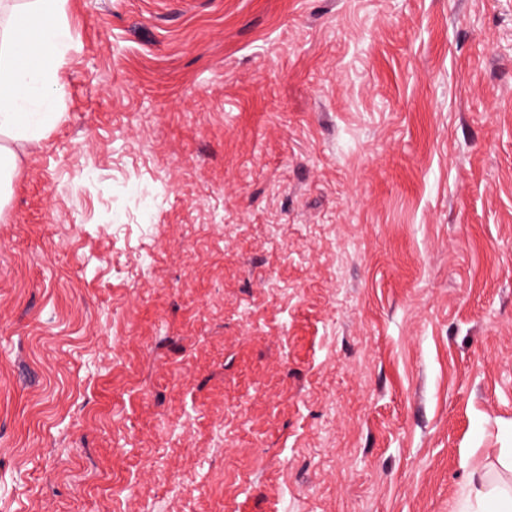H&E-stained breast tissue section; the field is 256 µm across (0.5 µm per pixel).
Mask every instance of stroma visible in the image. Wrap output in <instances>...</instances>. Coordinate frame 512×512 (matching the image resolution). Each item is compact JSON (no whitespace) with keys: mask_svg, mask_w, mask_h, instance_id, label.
Listing matches in <instances>:
<instances>
[{"mask_svg":"<svg viewBox=\"0 0 512 512\" xmlns=\"http://www.w3.org/2000/svg\"><path fill=\"white\" fill-rule=\"evenodd\" d=\"M0 213V512H458L512 448V0H67Z\"/></svg>","mask_w":512,"mask_h":512,"instance_id":"obj_1","label":"stroma"}]
</instances>
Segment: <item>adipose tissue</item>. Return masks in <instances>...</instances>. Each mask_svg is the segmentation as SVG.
Listing matches in <instances>:
<instances>
[{"label":"adipose tissue","mask_w":512,"mask_h":512,"mask_svg":"<svg viewBox=\"0 0 512 512\" xmlns=\"http://www.w3.org/2000/svg\"><path fill=\"white\" fill-rule=\"evenodd\" d=\"M67 0H0V191L22 149L37 146L61 117L59 68L73 46ZM461 512H512V487L469 489Z\"/></svg>","instance_id":"obj_1"}]
</instances>
